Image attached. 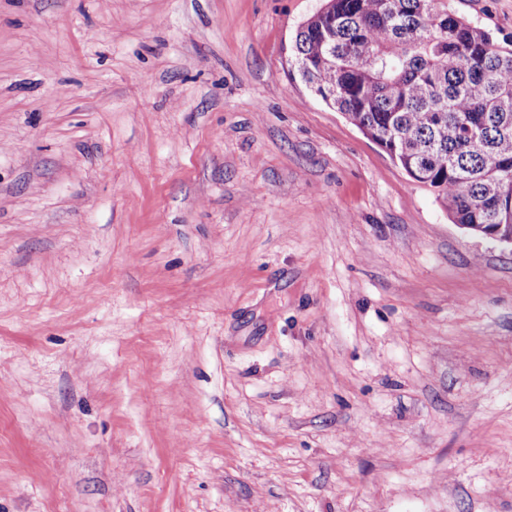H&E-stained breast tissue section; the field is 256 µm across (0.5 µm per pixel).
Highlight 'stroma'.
Returning <instances> with one entry per match:
<instances>
[{"instance_id": "obj_1", "label": "stroma", "mask_w": 512, "mask_h": 512, "mask_svg": "<svg viewBox=\"0 0 512 512\" xmlns=\"http://www.w3.org/2000/svg\"><path fill=\"white\" fill-rule=\"evenodd\" d=\"M321 5L0 0V512H512V250L307 89Z\"/></svg>"}]
</instances>
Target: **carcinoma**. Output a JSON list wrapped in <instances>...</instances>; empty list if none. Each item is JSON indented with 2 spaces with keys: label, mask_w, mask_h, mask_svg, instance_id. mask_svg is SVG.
Listing matches in <instances>:
<instances>
[{
  "label": "carcinoma",
  "mask_w": 512,
  "mask_h": 512,
  "mask_svg": "<svg viewBox=\"0 0 512 512\" xmlns=\"http://www.w3.org/2000/svg\"><path fill=\"white\" fill-rule=\"evenodd\" d=\"M292 56L311 93L387 140L454 223L512 225V48L448 0H326Z\"/></svg>",
  "instance_id": "obj_1"
}]
</instances>
